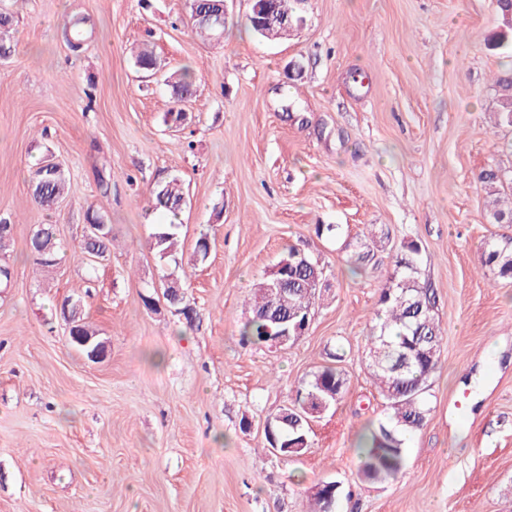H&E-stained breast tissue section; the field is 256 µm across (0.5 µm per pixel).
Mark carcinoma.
I'll list each match as a JSON object with an SVG mask.
<instances>
[{
  "mask_svg": "<svg viewBox=\"0 0 512 512\" xmlns=\"http://www.w3.org/2000/svg\"><path fill=\"white\" fill-rule=\"evenodd\" d=\"M218 0H190V18L200 36L215 39L224 32V27L202 18V14L217 9ZM86 19L76 18L65 28L67 46L77 51L86 39ZM136 66L147 73L158 69V59L151 50L144 49L135 56ZM174 98L182 101L192 96L193 82L188 70H183L175 80L168 82ZM499 88L497 122L512 126V76L501 75L496 79ZM67 178L62 165L47 157L31 171L30 186L35 201L52 207L65 195ZM152 195L155 207L163 209L172 219H177L186 206L187 192L178 178L157 185ZM492 223L512 224V206L504 207L501 200L493 201ZM86 223L98 226V234L82 237L79 255L88 264L107 256L112 247V226L102 215L90 208L86 212ZM177 225L161 224L154 233L155 245L160 257L179 267L176 249ZM41 243H31L30 252L34 262L41 267L56 264L59 246L52 224H42ZM382 236L371 235L360 243L350 256V263L359 269L367 265L374 256L377 243ZM422 248L414 241H404L393 248L394 274L388 287L379 295L380 309L369 336L367 369L379 396L383 400L384 415L370 430L359 450L358 473L361 478L384 482L397 477L405 470L407 443L419 430L430 411L427 400L428 382L435 372L441 353L442 328L436 314V294L420 280ZM484 264L496 276L512 283V237H491L483 243ZM283 272L269 276L255 284L249 302L250 317L243 324L241 336L244 340L268 342L271 325L268 313L274 312L288 320L289 325L302 323L311 317L319 286L317 281L324 275V266L309 256H303L290 246L280 258ZM69 335L91 339V345H71L84 354L91 346L100 343L98 336L85 321L82 309L70 310ZM431 349L430 355L419 353ZM346 379L336 366L326 365L315 371L305 386L296 392L288 411V422L274 419L272 434L267 440H276L284 454L301 455L310 447L307 421L293 407L301 406L309 398H319L333 406L341 398Z\"/></svg>",
  "mask_w": 512,
  "mask_h": 512,
  "instance_id": "1",
  "label": "carcinoma"
}]
</instances>
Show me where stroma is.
Returning <instances> with one entry per match:
<instances>
[{"mask_svg": "<svg viewBox=\"0 0 512 512\" xmlns=\"http://www.w3.org/2000/svg\"><path fill=\"white\" fill-rule=\"evenodd\" d=\"M302 24L268 41L230 0L220 41L196 36L189 0H0L13 16L0 61V512H305L314 486H339L335 512H512V286L483 263L493 235L479 173L512 188V127L495 123V0H297ZM90 20L80 52L63 17ZM153 47L164 73L189 69L188 119L162 76L138 70ZM51 148L69 178L47 209L29 172ZM112 177V194L98 188ZM183 181L177 230L184 300L154 248L167 215L151 192ZM112 226L110 255L73 258L88 208ZM54 225L57 265L29 239ZM339 224L340 239L317 237ZM389 241L357 275L360 239ZM209 257L193 262L199 237ZM421 243V279L444 329L431 411L408 442L405 472L359 478L354 448L383 410L366 368L389 253ZM318 258L326 286L293 344L242 340L253 284L288 247ZM79 297L106 355L68 342L59 306ZM152 304H144V297ZM346 378L336 406L287 457L265 435L333 353Z\"/></svg>", "mask_w": 512, "mask_h": 512, "instance_id": "obj_1", "label": "stroma"}]
</instances>
